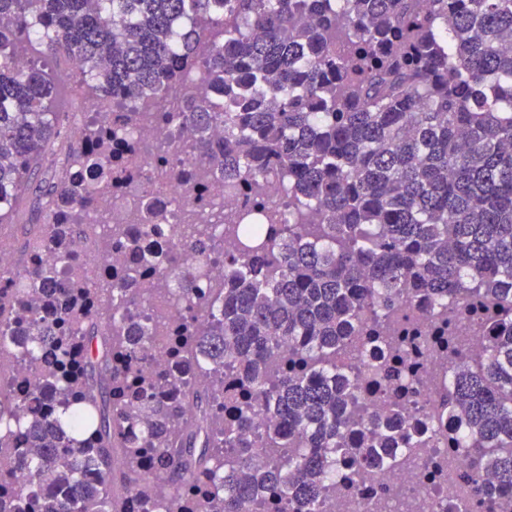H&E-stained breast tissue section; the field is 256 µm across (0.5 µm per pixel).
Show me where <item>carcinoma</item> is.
Returning <instances> with one entry per match:
<instances>
[{
	"label": "carcinoma",
	"mask_w": 512,
	"mask_h": 512,
	"mask_svg": "<svg viewBox=\"0 0 512 512\" xmlns=\"http://www.w3.org/2000/svg\"><path fill=\"white\" fill-rule=\"evenodd\" d=\"M61 88L90 112L46 184ZM157 118L196 138L147 161L114 147L116 125ZM199 165L248 194L278 178L288 223L265 201L274 235L226 214L224 252L208 224L185 225L184 251L84 223L153 172L210 212ZM32 191L46 204L28 255L53 261L0 285V328L38 348L0 334V512H128L133 490L140 512H319L336 458L376 469L422 445L407 412L422 303L450 371L440 426L475 449V510L512 494V0H0V224ZM77 238L102 271L72 256ZM220 253L224 280L195 287L186 265ZM141 276L178 318L127 324ZM360 344L388 359L353 377L337 356ZM366 398L383 409L363 414Z\"/></svg>",
	"instance_id": "carcinoma-1"
}]
</instances>
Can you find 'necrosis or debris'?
<instances>
[{"instance_id":"necrosis-or-debris-1","label":"necrosis or debris","mask_w":512,"mask_h":512,"mask_svg":"<svg viewBox=\"0 0 512 512\" xmlns=\"http://www.w3.org/2000/svg\"><path fill=\"white\" fill-rule=\"evenodd\" d=\"M149 197L156 203L151 223L158 231V241L175 244L179 227L187 223L192 210L188 205L185 183L161 181L148 188ZM107 216L113 223L126 224L132 237L144 236L148 224L141 221L130 195L113 193L106 202ZM416 400L413 413L435 420L442 389L448 384V372L436 351L429 350L420 358V368L414 377ZM438 462L439 470L428 475L427 467ZM472 457L461 448L459 439L437 437L424 448H405L394 464L379 469L375 476L365 472L350 474L337 467L326 483L327 495L321 502V512H466L474 501L473 486L463 473Z\"/></svg>"}]
</instances>
